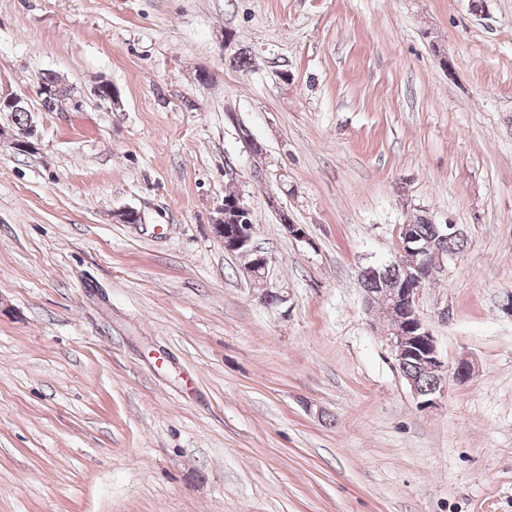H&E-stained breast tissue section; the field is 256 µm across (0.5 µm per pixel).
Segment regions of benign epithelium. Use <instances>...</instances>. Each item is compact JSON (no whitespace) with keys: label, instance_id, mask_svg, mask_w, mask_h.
I'll list each match as a JSON object with an SVG mask.
<instances>
[{"label":"benign epithelium","instance_id":"1","mask_svg":"<svg viewBox=\"0 0 512 512\" xmlns=\"http://www.w3.org/2000/svg\"><path fill=\"white\" fill-rule=\"evenodd\" d=\"M37 96L40 100H53L63 97L77 103V89L54 73L38 78ZM27 114L25 123L17 121L16 114ZM7 118V125L0 124V136L9 134L13 148L18 153H29L35 149V140L39 138L37 124L27 98L10 92H0V117ZM250 211L240 194L224 203L218 209V217L212 224L213 233L231 253H253L251 247L253 225L249 221ZM399 247L389 267L398 270V276L382 281L377 288L363 287L366 311L385 320L382 332L388 340L399 368L413 363L419 374L432 379L431 384L423 388L416 377L403 375L414 396L424 405L436 404L437 395L444 392L448 378L458 383L469 381L473 365L462 360L453 373L441 359L436 340L418 310V299L423 290L430 286L434 277L443 270L444 262L454 256L441 248L423 249L418 238L412 234V225L401 224L398 230ZM257 253V252H255ZM269 258L257 253L254 263L247 273L255 284L264 280Z\"/></svg>","mask_w":512,"mask_h":512}]
</instances>
